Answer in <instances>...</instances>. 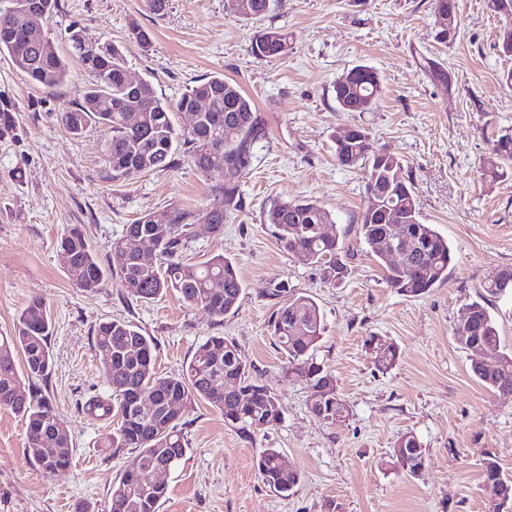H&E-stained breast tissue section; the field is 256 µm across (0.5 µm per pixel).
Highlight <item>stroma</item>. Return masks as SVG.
Listing matches in <instances>:
<instances>
[{
  "mask_svg": "<svg viewBox=\"0 0 512 512\" xmlns=\"http://www.w3.org/2000/svg\"><path fill=\"white\" fill-rule=\"evenodd\" d=\"M457 5L458 36L441 44L431 0H275L268 14L248 20L230 14L225 0H170L161 18L145 0H59L49 27L61 53H69L63 37L75 25L86 41L118 47L129 75L150 81L165 99L221 76L253 101L265 134L236 180L241 208L220 235L205 223L213 183L185 157L174 168L116 180L105 161V131L65 129L59 112L91 80L78 59L70 61L71 83L49 89L0 56V98L17 116L16 138L0 141V334L32 297L45 301L53 365L41 390L72 441L69 468L44 474L26 456L25 418L0 407V512H75L81 504L109 512L112 483L135 458L132 449L108 445L116 416L85 409L90 399L111 396L103 355L93 347L95 326L110 319L153 338L162 376L178 373L208 337L224 336L283 405L275 427L244 434L210 404H195L182 420L189 449L162 476L168 492L158 512H487L485 459L512 477V395L475 379L453 327L463 307L481 299L485 282L512 266V176L494 183L480 176L493 140L512 133V85L502 79L512 61L495 47L504 17L486 0ZM134 22L150 32V47L130 38ZM270 27L292 44L274 61L250 52L252 37ZM432 60L449 71L451 87L431 80ZM359 64L378 71L383 94L369 111H339L333 86ZM354 123L400 159L423 223L453 250L447 281L420 297L389 288L359 236L365 172L338 166L334 156L337 134ZM282 200H313L330 212L324 230L344 242L343 281L326 282L319 267L284 250L265 222ZM164 208L194 214L184 258L221 254L235 263L244 284L237 311L217 319L174 291L140 301L115 275L92 291L71 284L57 257L70 227L104 259L127 224ZM280 285L313 299L324 316L315 357L349 406L344 423L311 416L308 382L287 371L271 337ZM369 335L400 350L387 373L371 362ZM407 431L426 450L415 477L397 471L390 457ZM262 448L278 449L299 472L289 496L259 477Z\"/></svg>",
  "mask_w": 512,
  "mask_h": 512,
  "instance_id": "1",
  "label": "stroma"
}]
</instances>
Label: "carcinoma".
Masks as SVG:
<instances>
[{"label":"carcinoma","mask_w":512,"mask_h":512,"mask_svg":"<svg viewBox=\"0 0 512 512\" xmlns=\"http://www.w3.org/2000/svg\"><path fill=\"white\" fill-rule=\"evenodd\" d=\"M246 2L243 10L239 0H227V9L249 19L270 12L273 0ZM26 4L27 0H0V32L8 30L12 34L8 41L0 38V55L8 56L32 83L45 88L63 86L70 77L69 63L58 51L47 21L35 28ZM487 6L508 19L499 31L497 47L502 56L512 57V0H487ZM433 8L437 16L448 19V28L436 33L437 41L454 40L458 33L456 0H433ZM66 40L93 79L75 105L60 112V122L76 136L91 123L107 131L105 155L114 179L167 170L173 167L177 152L186 148L190 165L215 182L209 216L212 233L223 234L224 217L241 207L237 187L231 181L249 169L251 148L264 135L251 100L237 85L220 76L193 86L174 101L158 96L148 81L132 91L125 84L126 67L119 48L93 46L72 28ZM290 50L288 34L275 27L259 32L251 41V53L263 60L281 58ZM333 92L340 111L367 112L380 97L382 84L374 68L356 65L351 68L350 78L336 81ZM202 97L209 99V109L198 113L197 132L191 135L177 129L172 115L191 111ZM16 130L13 109L1 105L0 139L14 137ZM335 158L341 167L366 172L368 201L359 234L371 256L385 263L388 287L407 297H420L446 281L453 260L448 239L434 225L422 223L413 186L401 178L391 179L401 169L399 158L378 150L369 131L356 124L350 126L345 139L335 141ZM511 170L512 136L504 134L494 141L481 172L483 178L495 182ZM393 220L402 226L399 244L410 256L404 266L386 263V234ZM265 221L275 228L289 254L304 264L320 267L327 281L334 283L347 276L343 244L337 237L321 236V225L332 223V219L317 203L280 201L266 212ZM191 228L190 211H149L126 225L122 236L112 242L107 268L79 229L72 228L61 237L58 260L80 289L102 286L110 270L119 276L120 287L136 299L150 301L175 290L188 306L222 318L239 308L241 277L235 264L222 254L194 264L183 261ZM136 243L154 247L160 264L139 263L134 254ZM500 273V278L484 285L491 298L512 294V268L504 267ZM216 281L224 285L218 293L212 289ZM270 327L285 355L287 369L309 382V412L329 425L346 421L349 408L336 389V381L314 357L325 332L324 317L316 302L306 296L288 299L275 311ZM51 329L49 309L34 298L23 309L13 331L0 336V407L25 417L27 456L46 474L70 466L71 440L55 432L54 408L38 389L32 387L24 396H15L14 387L20 384L15 356L23 354L27 376L47 379L52 366ZM454 335L470 352L477 348L493 352L484 360L471 359V371L486 388L512 395V353L501 350L498 326L486 305L479 301L465 305ZM93 345L112 353L111 362L103 366L112 402L91 400L88 412L101 410L105 416L116 413L119 423L110 447L137 452L132 467L112 485L110 512H158L167 487L153 482L152 467L186 455L188 441L181 420L196 402H207L224 416L226 424L244 433L270 428L281 420V399L253 377L235 344L222 336L208 337L181 372L165 377L155 369L153 339L130 322L98 324ZM365 347L379 372H387L399 362L398 347L379 336L366 337ZM394 447L408 449L402 456L391 454L394 466L417 476V469L425 462V450L416 436L407 431L397 438ZM279 458L277 449L264 448L256 458V468L267 486L286 496L298 485L300 475L295 470L282 471ZM498 480L507 483L512 498V478L503 475L493 459H486L483 482Z\"/></svg>","instance_id":"1"}]
</instances>
